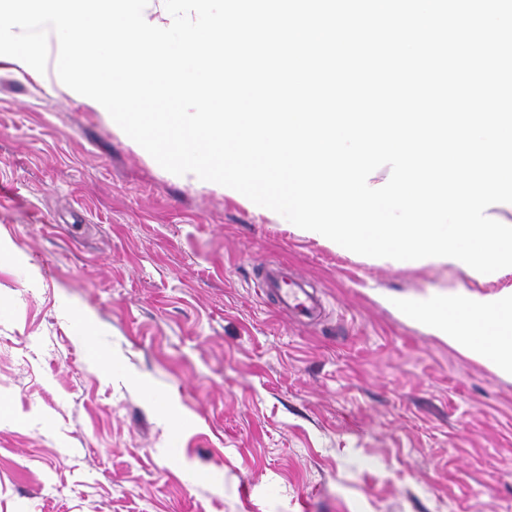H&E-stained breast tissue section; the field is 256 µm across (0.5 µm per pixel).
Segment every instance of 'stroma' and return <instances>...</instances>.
<instances>
[{"label": "stroma", "instance_id": "1", "mask_svg": "<svg viewBox=\"0 0 512 512\" xmlns=\"http://www.w3.org/2000/svg\"><path fill=\"white\" fill-rule=\"evenodd\" d=\"M508 286L303 236L0 62V512H512V377L397 306ZM264 296L275 297L282 308L300 315H312L320 307L319 299L309 292L301 280L290 278L288 269L263 267L256 280Z\"/></svg>", "mask_w": 512, "mask_h": 512}]
</instances>
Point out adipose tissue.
<instances>
[{
	"label": "adipose tissue",
	"instance_id": "adipose-tissue-1",
	"mask_svg": "<svg viewBox=\"0 0 512 512\" xmlns=\"http://www.w3.org/2000/svg\"><path fill=\"white\" fill-rule=\"evenodd\" d=\"M413 313L448 344L496 373L512 374V286L490 294L464 291L448 302L424 301Z\"/></svg>",
	"mask_w": 512,
	"mask_h": 512
}]
</instances>
